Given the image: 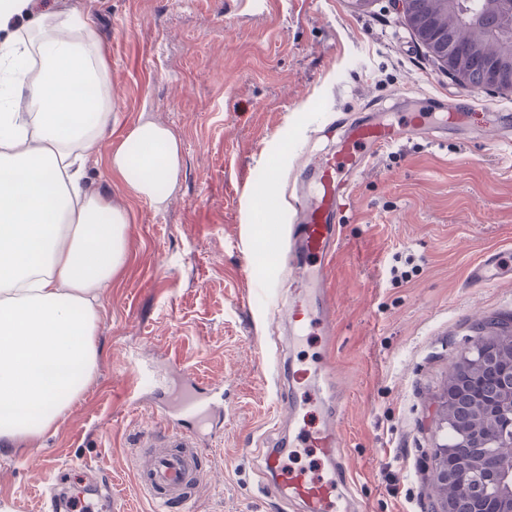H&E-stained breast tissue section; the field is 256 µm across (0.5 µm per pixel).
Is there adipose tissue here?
<instances>
[{
	"instance_id": "obj_1",
	"label": "adipose tissue",
	"mask_w": 512,
	"mask_h": 512,
	"mask_svg": "<svg viewBox=\"0 0 512 512\" xmlns=\"http://www.w3.org/2000/svg\"><path fill=\"white\" fill-rule=\"evenodd\" d=\"M89 13L0 0V445L49 434L94 380L101 299L124 264L128 213L88 192L112 116ZM109 168L161 206L180 169L168 128L125 132Z\"/></svg>"
}]
</instances>
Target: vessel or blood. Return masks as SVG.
Returning <instances> with one entry per match:
<instances>
[{
	"label": "vessel or blood",
	"mask_w": 512,
	"mask_h": 512,
	"mask_svg": "<svg viewBox=\"0 0 512 512\" xmlns=\"http://www.w3.org/2000/svg\"><path fill=\"white\" fill-rule=\"evenodd\" d=\"M479 122L473 96L443 104L441 111L417 109L388 118L372 113L347 125L335 152L308 169L309 195L292 206L294 222L279 238L281 263L301 278L303 288L281 302L291 336H329L335 311L328 297L333 245L340 238V215L356 178L381 150L411 137L437 140L452 129H469ZM512 273V256L491 251L468 271L472 285L494 283ZM278 360L280 388L276 405L288 419V443L308 457V464L289 465L279 448L269 449L265 471L277 493L299 512H353L356 502L342 451L344 440L335 422V395L325 392L330 374L318 365L297 371ZM211 406L196 389L181 393L172 409L155 416L138 451L136 476L140 487L156 502L187 504L205 473L201 468L198 422L209 419Z\"/></svg>",
	"instance_id": "1"
}]
</instances>
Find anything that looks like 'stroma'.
<instances>
[{"instance_id": "35a3bbf8", "label": "stroma", "mask_w": 512, "mask_h": 512, "mask_svg": "<svg viewBox=\"0 0 512 512\" xmlns=\"http://www.w3.org/2000/svg\"><path fill=\"white\" fill-rule=\"evenodd\" d=\"M90 12L110 69L112 124L86 164L91 193L127 210V254L102 300L96 375L49 435L0 447V512H45L44 487L112 481V512H155L134 451L154 413L142 371L189 369L224 389V423L204 438L207 475L190 512H297L266 490L263 455L287 447L274 367L288 342L267 282L265 201L279 223L328 125L411 111V95H463L392 0H48ZM147 118L181 145L162 208L137 197L108 159ZM512 251V145L454 132L381 152L355 183L332 260L334 367L344 452L359 512H426L423 461L448 371L474 324L512 316V278L473 287L470 266Z\"/></svg>"}]
</instances>
